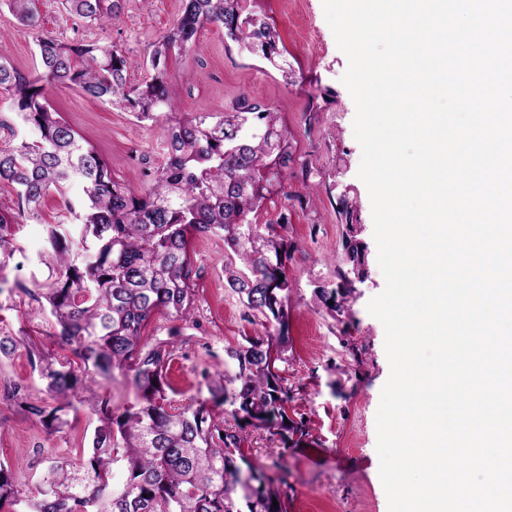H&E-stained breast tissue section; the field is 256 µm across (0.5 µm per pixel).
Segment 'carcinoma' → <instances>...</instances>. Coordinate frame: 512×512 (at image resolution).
<instances>
[{"label": "carcinoma", "mask_w": 512, "mask_h": 512, "mask_svg": "<svg viewBox=\"0 0 512 512\" xmlns=\"http://www.w3.org/2000/svg\"><path fill=\"white\" fill-rule=\"evenodd\" d=\"M6 2L34 31L40 69L25 75L0 57V96L24 130L16 145L0 148V183L16 191L14 207L0 208V267L13 255L8 227L39 218L50 193L63 197L80 237L74 242L49 231L58 277L39 295L76 357L103 380L125 372L140 401L120 413L103 411L87 458L51 464L34 496L1 463L0 512H287L281 502L273 507L279 494L265 477L252 468L243 474L237 458L244 425L256 421L273 435L289 431L288 390L276 367L288 343V220L262 225L256 217L285 178L291 143L277 113L246 97L215 120L187 117L167 79L169 57L195 54L206 25L222 26L229 39L269 61L279 54V35L246 12L245 0H182L180 17L151 44L153 74L132 83L118 45L64 43L40 30L34 0ZM121 2L61 5L92 23L116 20ZM71 86L139 121L165 117L167 161L143 192L115 180L49 104L48 89ZM74 184L82 192L73 202L67 194ZM209 233L224 237L243 265L225 264L224 279L267 331L227 351L235 371L208 383V398L175 412L165 407L163 389L170 352L163 345L144 349L141 334L159 311L189 318V237ZM38 363L47 391L61 403L49 410L25 400L22 408L59 431L83 380L50 356L39 354ZM225 405L231 410L222 419Z\"/></svg>", "instance_id": "1"}]
</instances>
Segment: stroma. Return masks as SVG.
Wrapping results in <instances>:
<instances>
[{
	"mask_svg": "<svg viewBox=\"0 0 512 512\" xmlns=\"http://www.w3.org/2000/svg\"><path fill=\"white\" fill-rule=\"evenodd\" d=\"M35 4L43 31L62 41L121 46L134 81L149 76L151 44L181 14V0H124L118 19L102 29L65 15L59 0ZM247 6L279 33L277 62L226 38L222 27L208 25L199 33L197 55L173 56L167 69L182 111L217 117L239 97H248L278 112L293 150L286 179L257 221L273 224L287 217L294 244L287 261L291 293L283 375L288 417L297 431L281 438L246 427L239 465L279 480L287 512H388L379 477L376 412L390 366L384 328L367 311L385 280L377 263L369 193L358 177L355 104L341 81L347 58L336 45L322 0H247ZM0 54L22 72L39 67L32 33L2 4ZM50 102L132 190L144 191L150 174L164 164V118L140 123L130 112L68 88L53 90ZM348 209L354 212L350 222L344 217ZM49 224L74 228L54 193L45 198L38 221L13 225L15 251L0 269V336L23 339L12 355L0 357V462L11 466L30 493L52 461L82 456L98 423L97 412L81 403L69 413L68 426L56 432L26 416L17 403L22 396L55 404L32 355L74 360L69 347L58 344V327L43 299L32 294L57 271L45 231ZM350 233L365 254L358 269L343 247ZM190 254L192 318L160 311L142 332L147 346L163 344L171 354L164 389L178 411L207 398V383L223 374L228 349L264 331L260 322L246 318L244 305L225 286L229 253L223 237L193 236ZM323 288L345 295L344 313L317 300Z\"/></svg>",
	"mask_w": 512,
	"mask_h": 512,
	"instance_id": "obj_1",
	"label": "stroma"
}]
</instances>
